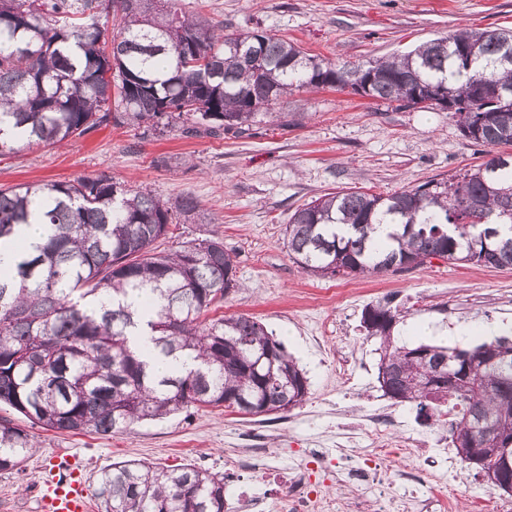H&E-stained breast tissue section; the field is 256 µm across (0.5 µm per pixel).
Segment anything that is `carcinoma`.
Listing matches in <instances>:
<instances>
[{
  "label": "carcinoma",
  "instance_id": "1",
  "mask_svg": "<svg viewBox=\"0 0 512 512\" xmlns=\"http://www.w3.org/2000/svg\"><path fill=\"white\" fill-rule=\"evenodd\" d=\"M112 14V34L101 17ZM260 60L257 72L246 57ZM338 87L371 99L435 105L448 94L462 135L495 153L455 183L428 181L387 196L341 190L297 208L285 228L288 255L320 277L374 275L435 257L512 267V30H458L402 55L338 67L299 45L254 30L226 35L186 13L182 0H0V154L51 147L114 126L186 137L247 134L260 117L295 122L275 108L292 90ZM196 199L173 203L102 172L66 184L0 189V244L22 224H46L47 240L0 271V405L58 432L113 435L191 407L283 413L308 394L302 370L264 324L246 315H202L239 287L217 236L172 253L155 244L174 222L201 220ZM131 292L153 301L146 325L157 354L182 363L158 378L130 347L142 320ZM397 313H362L380 340L378 371L390 398L459 409L454 448L475 444L477 400L494 437L512 441V366L479 356L512 343L484 342L459 372L467 385L423 381L448 372L456 349L399 346ZM274 350V360L260 361ZM34 436L0 417V471L20 468ZM104 512H224V474L191 464L158 469L112 463L97 478Z\"/></svg>",
  "mask_w": 512,
  "mask_h": 512
}]
</instances>
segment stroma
Listing matches in <instances>:
<instances>
[{
  "mask_svg": "<svg viewBox=\"0 0 512 512\" xmlns=\"http://www.w3.org/2000/svg\"><path fill=\"white\" fill-rule=\"evenodd\" d=\"M183 7L225 33L264 30L339 67L402 54L460 29L512 28V0H183ZM281 109L299 113L298 125L266 121L252 134L218 138L108 125L53 147L0 156V188L104 172L165 201L199 200L208 221L171 225L161 249L219 234L240 286L208 318L257 317L308 384L305 401L286 413L209 407L114 436L31 427L36 450L20 469L0 472V512H41L33 492L64 456L87 481L88 512H101L96 477L112 463L135 459L220 472L225 456L245 454L242 436L253 429L262 431L286 472L296 470L306 448H341L350 459L361 454L377 417L404 438L448 440L449 428L438 418L423 421L414 404L384 394L379 343L362 313L378 303L396 309L394 334L406 345L427 340L467 349L491 337L512 339V268L434 259L398 272L317 278L289 258L284 234L289 216L324 194L387 195L431 179L449 181L483 163L486 148L466 139L448 110L376 101L348 89H302ZM457 467L461 477L448 489L455 512L491 494L512 502L494 493L476 467L462 461Z\"/></svg>",
  "mask_w": 512,
  "mask_h": 512,
  "instance_id": "1",
  "label": "stroma"
}]
</instances>
